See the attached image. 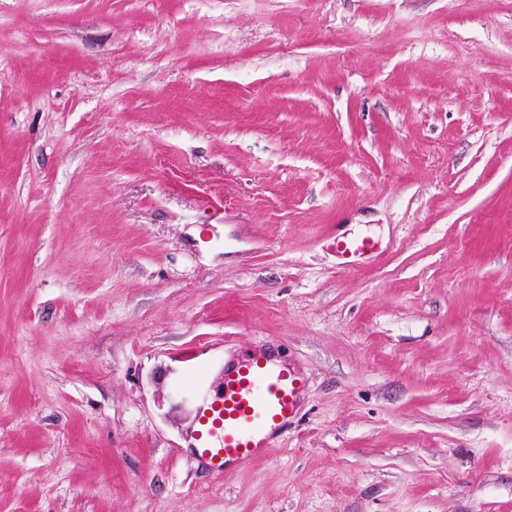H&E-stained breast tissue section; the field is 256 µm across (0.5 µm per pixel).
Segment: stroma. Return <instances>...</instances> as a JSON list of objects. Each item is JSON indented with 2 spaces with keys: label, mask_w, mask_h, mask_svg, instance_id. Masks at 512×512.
Listing matches in <instances>:
<instances>
[{
  "label": "stroma",
  "mask_w": 512,
  "mask_h": 512,
  "mask_svg": "<svg viewBox=\"0 0 512 512\" xmlns=\"http://www.w3.org/2000/svg\"><path fill=\"white\" fill-rule=\"evenodd\" d=\"M0 512H512V0H0ZM333 247L344 267L352 265L357 258L375 253L378 250V241L369 235H353L336 237ZM304 378L290 362L268 353L224 368L223 392L201 415L200 458L213 470L264 456L299 413Z\"/></svg>",
  "instance_id": "obj_1"
}]
</instances>
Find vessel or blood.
Here are the masks:
<instances>
[{
	"instance_id": "b4317fda",
	"label": "vessel or blood",
	"mask_w": 512,
	"mask_h": 512,
	"mask_svg": "<svg viewBox=\"0 0 512 512\" xmlns=\"http://www.w3.org/2000/svg\"><path fill=\"white\" fill-rule=\"evenodd\" d=\"M333 246L347 267L375 253L378 242L353 235L334 239ZM303 386L293 364L268 353L249 356L225 371L222 393L205 404L201 415L200 458L220 471L228 463L264 456L298 415Z\"/></svg>"
}]
</instances>
